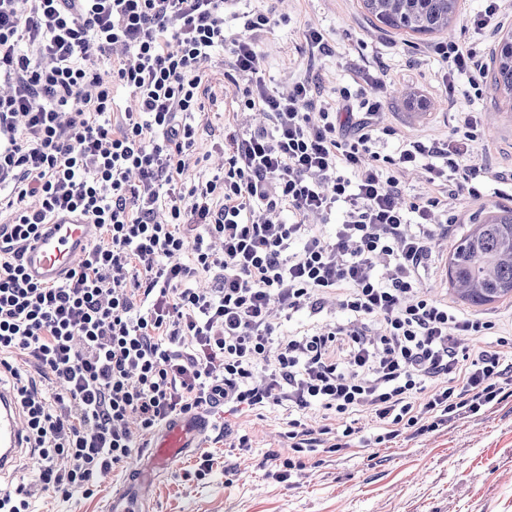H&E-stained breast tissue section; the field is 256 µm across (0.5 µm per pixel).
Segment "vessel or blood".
<instances>
[{
  "mask_svg": "<svg viewBox=\"0 0 512 512\" xmlns=\"http://www.w3.org/2000/svg\"><path fill=\"white\" fill-rule=\"evenodd\" d=\"M96 227L81 210L57 211L45 229L22 251L25 274L38 283L65 281L86 255ZM208 431L206 414L177 415L168 419L143 450L141 466L130 471L108 504V512H149L145 489L152 473L173 461L194 455ZM22 417L11 392L0 389V471L12 465L24 448Z\"/></svg>",
  "mask_w": 512,
  "mask_h": 512,
  "instance_id": "b4317fda",
  "label": "vessel or blood"
}]
</instances>
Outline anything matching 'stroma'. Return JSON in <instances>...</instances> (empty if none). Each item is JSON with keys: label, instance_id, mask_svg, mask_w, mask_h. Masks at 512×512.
Wrapping results in <instances>:
<instances>
[{"label": "stroma", "instance_id": "1", "mask_svg": "<svg viewBox=\"0 0 512 512\" xmlns=\"http://www.w3.org/2000/svg\"><path fill=\"white\" fill-rule=\"evenodd\" d=\"M481 0H463V9L448 31L410 36L369 21L361 0H249L251 10L270 12L274 23L262 33L256 49L264 59L263 76L270 89L285 91L309 75L326 94L353 82L385 75L378 120L390 132L380 135L375 149L395 153L403 140L444 138L453 123L455 106L479 113L482 139L478 156L490 167H512V103L492 90L467 95L459 80L455 93L443 83V69L433 46L443 40L468 42L472 33L466 17ZM324 32L333 48L330 56L311 60L303 33ZM204 131L200 152L219 154L233 131L255 129L257 116L238 113L232 100L206 105L196 117ZM512 195V185H486L482 200L466 197L448 202L454 224L447 243L435 247L424 285L440 298L451 297L445 275L451 246L473 222L497 204L500 194ZM286 409L250 412L236 423L249 433L248 453L224 445V409L210 410V427L203 452L213 458L205 479L194 476L196 458L170 465L157 481L152 512H512V396L494 411L465 419L448 428L392 447L364 448L352 457L325 459L318 467L286 482L267 478L258 466L265 453L288 452L282 432ZM138 458L104 473L93 495L74 492L69 500L46 492L37 498L36 512H106V504Z\"/></svg>", "mask_w": 512, "mask_h": 512}]
</instances>
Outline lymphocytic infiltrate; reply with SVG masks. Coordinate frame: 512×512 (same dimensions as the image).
I'll return each instance as SVG.
<instances>
[{"label":"lymphocytic infiltrate","instance_id":"obj_1","mask_svg":"<svg viewBox=\"0 0 512 512\" xmlns=\"http://www.w3.org/2000/svg\"><path fill=\"white\" fill-rule=\"evenodd\" d=\"M239 4L0 0V381L37 472L0 485V512H31L46 491L93 494L145 434L217 401L231 416L287 408L288 457L259 463L284 482L319 455L430 434L512 396V336L484 348L492 322L424 288L448 225L434 219L439 198H406L402 184L421 166L451 197L480 199L478 113L458 108L445 139L380 154L384 79L334 100L307 76L271 90L255 49L271 19L251 11L228 32ZM220 50L249 78L237 106L268 126L230 136L206 174L194 116L212 92L199 65ZM435 52L445 81L481 92L474 44ZM118 87L133 107L118 109ZM72 207L97 242L65 283L29 281L23 247ZM284 208L292 223L277 220ZM328 295L344 321L286 333L271 320L270 303L316 315ZM20 354L41 380H23Z\"/></svg>","mask_w":512,"mask_h":512}]
</instances>
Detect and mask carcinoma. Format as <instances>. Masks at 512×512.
Wrapping results in <instances>:
<instances>
[{
    "label": "carcinoma",
    "mask_w": 512,
    "mask_h": 512,
    "mask_svg": "<svg viewBox=\"0 0 512 512\" xmlns=\"http://www.w3.org/2000/svg\"><path fill=\"white\" fill-rule=\"evenodd\" d=\"M371 20L397 32L432 34L448 29L459 0H362ZM494 89L512 100V47L498 43L492 57ZM448 282L462 301L484 306L512 298V208L499 207L455 245Z\"/></svg>",
    "instance_id": "carcinoma-1"
}]
</instances>
